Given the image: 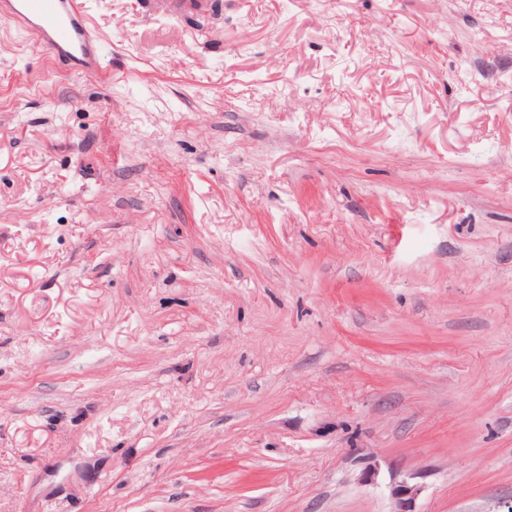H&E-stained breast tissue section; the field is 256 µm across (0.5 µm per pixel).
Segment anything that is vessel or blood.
Segmentation results:
<instances>
[{
	"mask_svg": "<svg viewBox=\"0 0 512 512\" xmlns=\"http://www.w3.org/2000/svg\"><path fill=\"white\" fill-rule=\"evenodd\" d=\"M0 18L26 29L56 63L104 76V46L90 25L88 0H0Z\"/></svg>",
	"mask_w": 512,
	"mask_h": 512,
	"instance_id": "vessel-or-blood-1",
	"label": "vessel or blood"
}]
</instances>
